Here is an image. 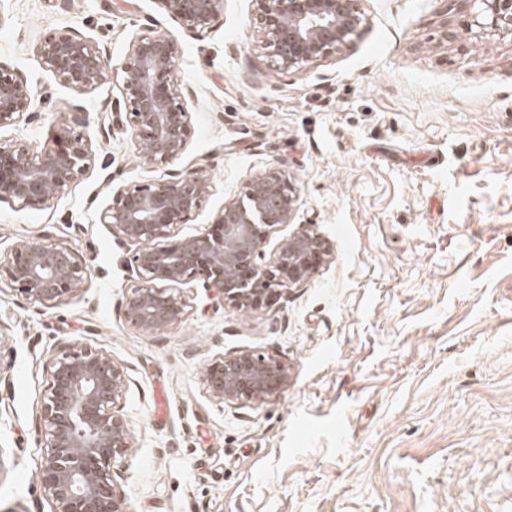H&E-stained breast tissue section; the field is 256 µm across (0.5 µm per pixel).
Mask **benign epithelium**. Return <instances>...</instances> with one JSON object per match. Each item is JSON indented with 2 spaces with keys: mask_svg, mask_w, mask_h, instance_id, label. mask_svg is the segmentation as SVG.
<instances>
[{
  "mask_svg": "<svg viewBox=\"0 0 512 512\" xmlns=\"http://www.w3.org/2000/svg\"><path fill=\"white\" fill-rule=\"evenodd\" d=\"M182 28H211L222 0H158ZM356 0H253L259 48L275 68L298 69L335 53L360 23ZM473 25L512 35V0H472ZM175 39L152 30L133 39L120 65L110 69L98 44L77 32H53L38 47L45 69L67 84L92 89L107 70L125 95V129L140 163L163 166L184 154L193 136L185 95L175 74ZM27 80L0 65V129L31 114ZM90 138L70 126L50 146L30 152L17 140H0V201L38 210L96 164ZM211 181L191 170L164 182L112 189L99 214L112 234L134 246L136 284L125 317L141 329L172 325L185 316L180 286L200 275L222 302L244 312L268 304L281 288L298 287L331 262V249L313 224L284 237L262 261L271 235L295 223L300 191L284 171L270 168L245 180L198 235L179 238L210 195ZM0 275L26 298L52 306L78 293L88 269L67 246L23 243L0 257ZM209 396L225 404L260 402L288 382V366L271 354L242 350L209 363L203 373ZM126 372L101 350L63 351L53 358L40 415L46 457L39 481L55 512H127L112 468L133 447L122 413Z\"/></svg>",
  "mask_w": 512,
  "mask_h": 512,
  "instance_id": "7a95c632",
  "label": "benign epithelium"
}]
</instances>
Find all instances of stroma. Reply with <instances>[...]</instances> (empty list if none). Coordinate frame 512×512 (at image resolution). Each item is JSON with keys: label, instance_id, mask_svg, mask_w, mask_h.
<instances>
[{"label": "stroma", "instance_id": "obj_1", "mask_svg": "<svg viewBox=\"0 0 512 512\" xmlns=\"http://www.w3.org/2000/svg\"><path fill=\"white\" fill-rule=\"evenodd\" d=\"M356 7L351 42L283 72L252 0H224L201 34L158 0H0V64L34 98L0 138L37 153L79 116L98 155L43 209L0 202L1 255L46 238L90 273L51 307L0 284V512L55 510L38 419L71 347L126 372L135 442L115 470L129 512H512V36L473 26L472 0ZM152 29L178 44L194 130L165 167L139 164L118 83L71 88L37 53L78 31L115 66ZM272 166L332 262L251 312L196 276L181 322L131 325L134 248L98 221L113 187L204 169L211 193L177 228L191 237ZM243 349L280 358L287 384L258 404L213 400L205 366Z\"/></svg>", "mask_w": 512, "mask_h": 512}]
</instances>
